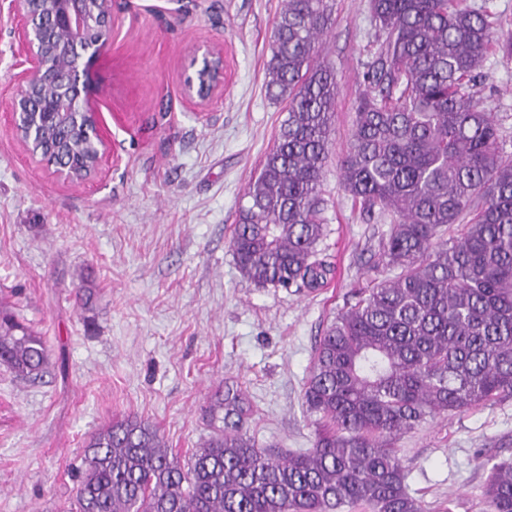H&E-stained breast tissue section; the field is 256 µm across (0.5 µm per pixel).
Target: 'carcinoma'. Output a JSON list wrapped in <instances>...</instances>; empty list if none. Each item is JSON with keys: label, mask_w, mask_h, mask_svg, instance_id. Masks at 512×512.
I'll use <instances>...</instances> for the list:
<instances>
[{"label": "carcinoma", "mask_w": 512, "mask_h": 512, "mask_svg": "<svg viewBox=\"0 0 512 512\" xmlns=\"http://www.w3.org/2000/svg\"><path fill=\"white\" fill-rule=\"evenodd\" d=\"M375 40L342 159L341 186L389 229L370 280L326 328L304 392L312 448L285 456L245 429L242 391L217 392L212 435L186 463L130 416L84 450L73 512H424L395 442L429 418L512 397V159L501 118L474 87L492 46L512 34L462 0H368ZM334 0H284L275 17L267 93L287 102L273 149L248 184L230 249L261 287L327 285L320 188L338 85L317 61ZM72 37L47 28L45 51L72 69ZM57 161L89 173L92 150L69 126L43 129ZM471 216L457 237L448 226ZM0 362L34 381L42 337L0 307ZM489 512H512V464H494Z\"/></svg>", "instance_id": "cac0c4a2"}]
</instances>
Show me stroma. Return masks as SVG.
<instances>
[{"mask_svg":"<svg viewBox=\"0 0 512 512\" xmlns=\"http://www.w3.org/2000/svg\"><path fill=\"white\" fill-rule=\"evenodd\" d=\"M281 4L112 0L92 80L113 153L99 176L72 184L11 127L25 67L22 0H0V301L50 349L36 383L0 364V512H67L87 442L117 419L147 420L188 459L210 433L211 396L227 384L250 402L259 445L311 448L303 393L315 344L366 285L387 231L341 188L374 29L367 0H336L319 56L338 83L320 245L336 276L315 292L263 288L240 272L229 242L286 117L264 88ZM212 45L224 51V88L201 106L183 82L194 53ZM477 91L500 113L512 156V59L490 51ZM81 287L95 292L89 306ZM397 446L425 512H488V466L512 462V398L428 420Z\"/></svg>","mask_w":512,"mask_h":512,"instance_id":"35a3bbf8","label":"stroma"}]
</instances>
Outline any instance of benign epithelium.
<instances>
[{"label":"benign epithelium","mask_w":512,"mask_h":512,"mask_svg":"<svg viewBox=\"0 0 512 512\" xmlns=\"http://www.w3.org/2000/svg\"><path fill=\"white\" fill-rule=\"evenodd\" d=\"M34 0H24V14L18 33L26 60L29 64L22 78L21 90L13 104L11 122L16 134H21V118L25 115L26 104L34 89L46 76L53 74L61 84L57 99V114L75 123L76 128L91 142L96 153L95 166H100L109 146L110 130L96 112L93 105L92 70L103 47V41L109 32V22L112 15V0H98L101 10L98 15V30L100 37L95 47L81 46L80 40L74 41V49L78 53L76 69L65 77L56 75L54 63L44 52L40 42L38 29L35 26V15L30 3ZM90 0H59L56 6L54 22L72 33H83L91 26V18L86 9ZM191 67L194 74L184 80L185 93L206 104L224 83V53L220 48H208L201 57L194 58Z\"/></svg>","instance_id":"obj_1"}]
</instances>
